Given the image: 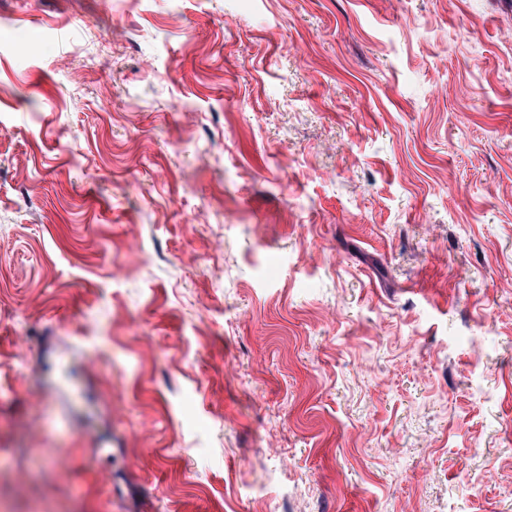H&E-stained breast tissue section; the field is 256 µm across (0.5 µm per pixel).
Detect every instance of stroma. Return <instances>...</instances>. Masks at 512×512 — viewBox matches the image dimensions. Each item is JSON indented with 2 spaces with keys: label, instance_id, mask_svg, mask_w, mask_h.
I'll return each instance as SVG.
<instances>
[{
  "label": "stroma",
  "instance_id": "stroma-1",
  "mask_svg": "<svg viewBox=\"0 0 512 512\" xmlns=\"http://www.w3.org/2000/svg\"><path fill=\"white\" fill-rule=\"evenodd\" d=\"M112 3L0 0V504L512 512V0Z\"/></svg>",
  "mask_w": 512,
  "mask_h": 512
}]
</instances>
